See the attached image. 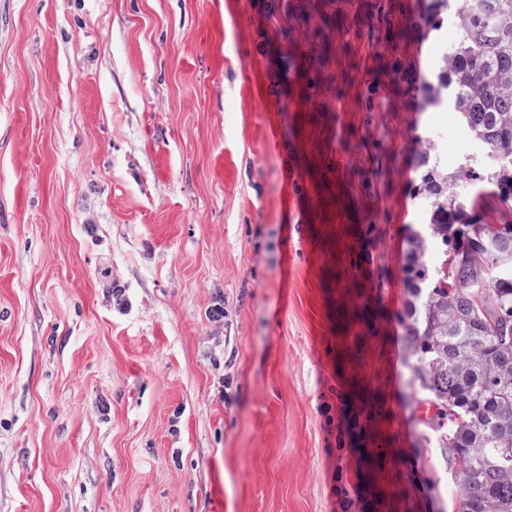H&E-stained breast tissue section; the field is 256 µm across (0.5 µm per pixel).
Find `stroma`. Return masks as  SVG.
<instances>
[{
	"mask_svg": "<svg viewBox=\"0 0 512 512\" xmlns=\"http://www.w3.org/2000/svg\"><path fill=\"white\" fill-rule=\"evenodd\" d=\"M429 8L0 0V512H452L402 265L419 140L481 150Z\"/></svg>",
	"mask_w": 512,
	"mask_h": 512,
	"instance_id": "stroma-1",
	"label": "stroma"
}]
</instances>
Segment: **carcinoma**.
<instances>
[{
    "label": "carcinoma",
    "instance_id": "1",
    "mask_svg": "<svg viewBox=\"0 0 512 512\" xmlns=\"http://www.w3.org/2000/svg\"><path fill=\"white\" fill-rule=\"evenodd\" d=\"M461 37L430 101L451 107L484 150L482 172H440L418 152L428 223L404 255L403 320L413 382L435 409L438 445L459 462L454 512H512V224H474L458 188L478 177L512 194V0H466ZM435 241L444 260L425 257Z\"/></svg>",
    "mask_w": 512,
    "mask_h": 512
}]
</instances>
